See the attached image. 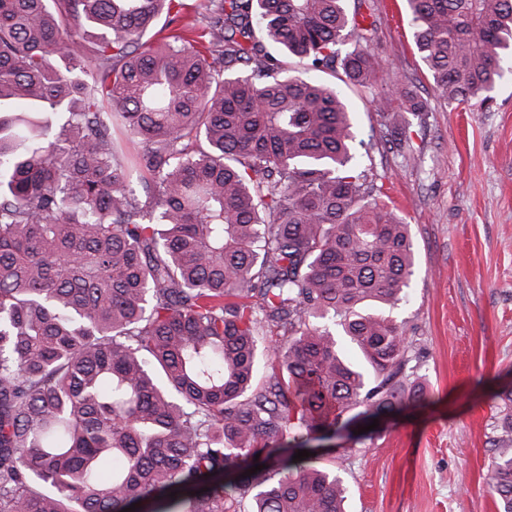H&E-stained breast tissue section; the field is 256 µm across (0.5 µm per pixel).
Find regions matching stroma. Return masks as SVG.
<instances>
[{"label":"stroma","mask_w":512,"mask_h":512,"mask_svg":"<svg viewBox=\"0 0 512 512\" xmlns=\"http://www.w3.org/2000/svg\"><path fill=\"white\" fill-rule=\"evenodd\" d=\"M377 30L376 90L409 85L423 116L376 111L349 88L358 138H372L370 176L407 221L415 249L397 311L420 351L427 397L380 420L361 447L337 451L347 512H496L484 483L512 383V81L484 106L451 108L413 40L406 0H365ZM405 131L408 153L385 144Z\"/></svg>","instance_id":"obj_1"}]
</instances>
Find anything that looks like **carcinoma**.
I'll list each match as a JSON object with an SVG mask.
<instances>
[{"label":"carcinoma","instance_id":"carcinoma-1","mask_svg":"<svg viewBox=\"0 0 512 512\" xmlns=\"http://www.w3.org/2000/svg\"><path fill=\"white\" fill-rule=\"evenodd\" d=\"M347 2L201 0L200 28L187 0H0V512H344L294 454L425 399L393 316L409 225L339 87L289 74L372 85L377 18ZM406 2L448 105L492 100L512 0Z\"/></svg>","mask_w":512,"mask_h":512}]
</instances>
